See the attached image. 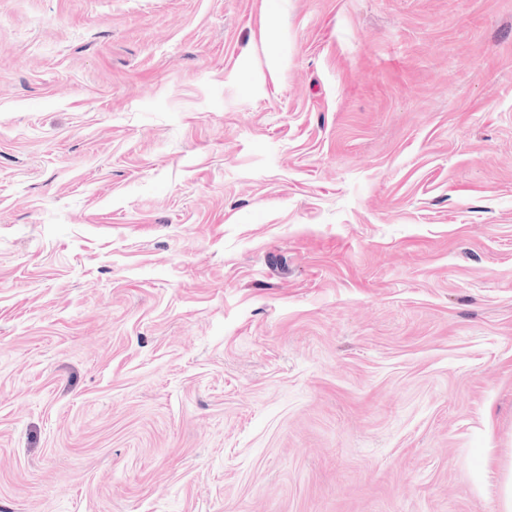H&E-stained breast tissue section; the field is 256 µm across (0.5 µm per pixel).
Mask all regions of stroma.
I'll list each match as a JSON object with an SVG mask.
<instances>
[{
	"mask_svg": "<svg viewBox=\"0 0 512 512\" xmlns=\"http://www.w3.org/2000/svg\"><path fill=\"white\" fill-rule=\"evenodd\" d=\"M512 0H0V512H495Z\"/></svg>",
	"mask_w": 512,
	"mask_h": 512,
	"instance_id": "35a3bbf8",
	"label": "stroma"
}]
</instances>
